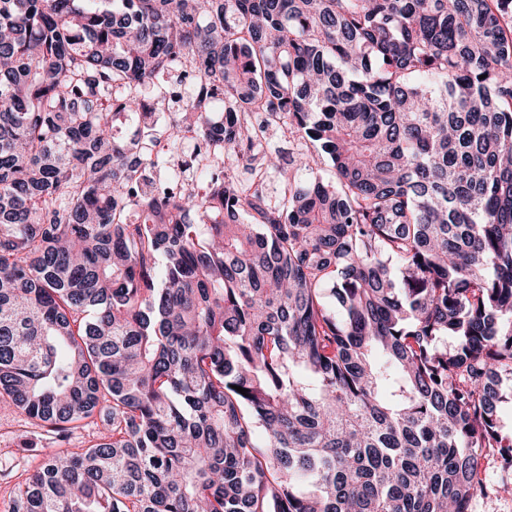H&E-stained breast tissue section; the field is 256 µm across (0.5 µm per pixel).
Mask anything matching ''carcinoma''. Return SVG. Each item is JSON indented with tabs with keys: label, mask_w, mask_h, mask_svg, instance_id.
Wrapping results in <instances>:
<instances>
[{
	"label": "carcinoma",
	"mask_w": 512,
	"mask_h": 512,
	"mask_svg": "<svg viewBox=\"0 0 512 512\" xmlns=\"http://www.w3.org/2000/svg\"><path fill=\"white\" fill-rule=\"evenodd\" d=\"M505 379L512 0H0L4 512H469ZM206 161L201 158V156H193L191 155L185 159H178L174 164L175 172L178 176V184L176 187V191L182 192H197L201 191L199 187L198 181L187 182L183 180V176L191 173L208 171V169L204 168ZM36 430L15 408L0 404V512L4 492L15 482L16 473L31 469L59 448L52 440L26 445L29 433ZM32 447V448H25Z\"/></svg>",
	"instance_id": "cac0c4a2"
}]
</instances>
